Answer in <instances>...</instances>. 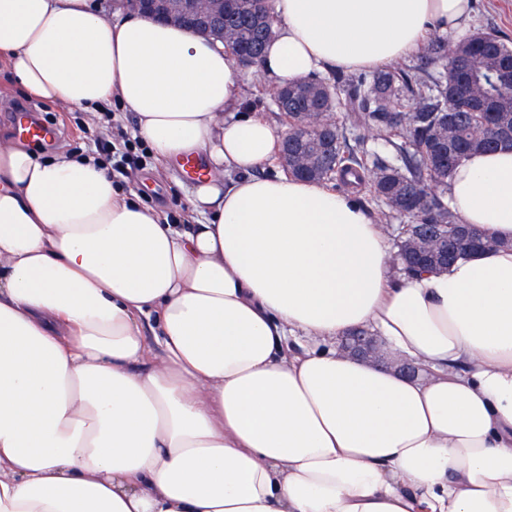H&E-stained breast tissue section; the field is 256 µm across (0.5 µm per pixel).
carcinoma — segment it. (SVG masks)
<instances>
[{
	"mask_svg": "<svg viewBox=\"0 0 512 512\" xmlns=\"http://www.w3.org/2000/svg\"><path fill=\"white\" fill-rule=\"evenodd\" d=\"M271 10L270 0L260 9L256 0H228L224 48L264 51ZM506 61L512 65V48L493 33L439 37L408 63L313 76L262 95L288 116L281 148L288 172L385 207L386 219L409 226L397 252L431 258L405 268L417 274L443 267L446 250L457 258L479 250L448 207L446 189L468 154L512 142V81L497 80ZM492 122L503 132L494 144L484 139Z\"/></svg>",
	"mask_w": 512,
	"mask_h": 512,
	"instance_id": "obj_1",
	"label": "carcinoma"
}]
</instances>
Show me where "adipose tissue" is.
Returning <instances> with one entry per match:
<instances>
[{
	"instance_id": "obj_1",
	"label": "adipose tissue",
	"mask_w": 512,
	"mask_h": 512,
	"mask_svg": "<svg viewBox=\"0 0 512 512\" xmlns=\"http://www.w3.org/2000/svg\"><path fill=\"white\" fill-rule=\"evenodd\" d=\"M475 4L272 0L261 75L380 70ZM0 66L45 104L135 113L157 169L209 172L180 229L95 156L0 137V512H512V148L447 190L504 248L413 276L354 195L264 174L284 133L223 45L0 0ZM365 327L420 375L336 349Z\"/></svg>"
}]
</instances>
